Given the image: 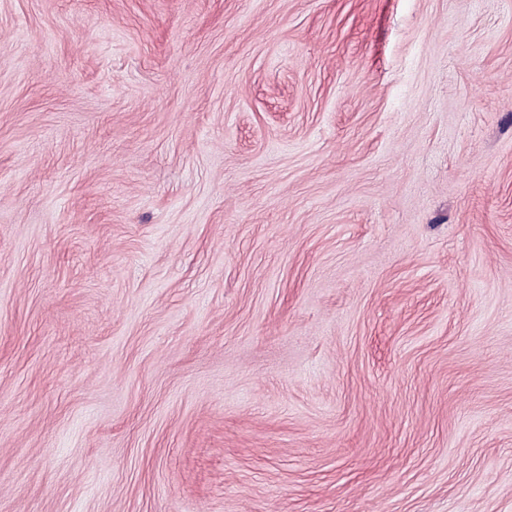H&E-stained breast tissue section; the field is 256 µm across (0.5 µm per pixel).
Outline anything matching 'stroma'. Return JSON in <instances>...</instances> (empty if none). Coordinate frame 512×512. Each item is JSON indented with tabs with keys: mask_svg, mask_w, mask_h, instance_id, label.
Masks as SVG:
<instances>
[{
	"mask_svg": "<svg viewBox=\"0 0 512 512\" xmlns=\"http://www.w3.org/2000/svg\"><path fill=\"white\" fill-rule=\"evenodd\" d=\"M0 512H512V0H0Z\"/></svg>",
	"mask_w": 512,
	"mask_h": 512,
	"instance_id": "obj_1",
	"label": "stroma"
}]
</instances>
